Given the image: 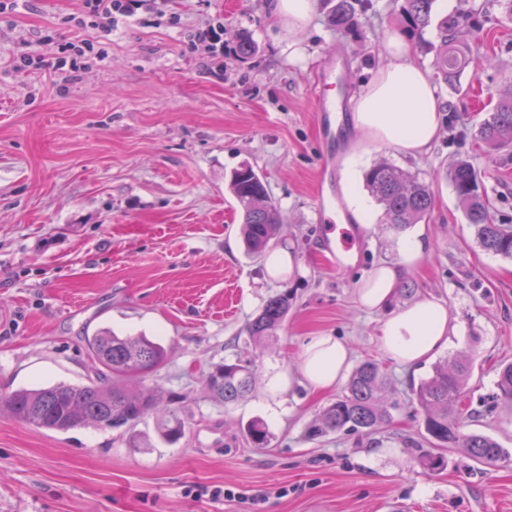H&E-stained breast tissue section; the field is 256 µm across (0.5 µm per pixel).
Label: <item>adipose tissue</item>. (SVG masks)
Returning <instances> with one entry per match:
<instances>
[{
    "label": "adipose tissue",
    "instance_id": "adipose-tissue-1",
    "mask_svg": "<svg viewBox=\"0 0 512 512\" xmlns=\"http://www.w3.org/2000/svg\"><path fill=\"white\" fill-rule=\"evenodd\" d=\"M390 61L375 69L357 93L352 122L370 145H390L416 158L429 152L441 129L443 103L426 72L410 57L401 39L391 41ZM430 247L425 233L403 239L399 262L379 263L359 281L356 301L365 310H383L381 345L386 355L404 363L426 360L448 345L453 329L445 303L422 299L398 310L389 305L407 272L415 269ZM349 345L338 337H311L305 347L303 376L311 389L327 391L344 377L350 365Z\"/></svg>",
    "mask_w": 512,
    "mask_h": 512
}]
</instances>
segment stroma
<instances>
[{
    "instance_id": "obj_1",
    "label": "stroma",
    "mask_w": 512,
    "mask_h": 512,
    "mask_svg": "<svg viewBox=\"0 0 512 512\" xmlns=\"http://www.w3.org/2000/svg\"><path fill=\"white\" fill-rule=\"evenodd\" d=\"M336 0H316L300 33L272 19L265 0H153L119 17L111 35L70 24L81 0H30L0 16V391L94 378L85 336L107 328L165 345L149 377L162 399L178 397L186 435L170 444L147 415L134 436L91 426L37 429L0 414V512H512V459L482 464L456 446L445 470L415 460L422 412L411 387L434 365L471 359L458 409L466 431L512 452V406L494 401L501 364L512 362V260L482 249L446 177L458 160L478 174L497 223L512 225V146L490 150L476 137L498 93L512 87V17L499 0H436L426 36L447 24L466 52L456 82H436L445 104L440 138L419 158L368 147L363 174L391 163L429 186L422 222L430 248L395 295L446 303L456 320L448 347L406 366L385 355V311L356 302L358 280L395 262L400 231L369 204L356 257L339 268L320 243V157L327 144L315 117V88L329 58L342 59L336 96L355 90L404 37L402 0H357L356 22L336 31ZM221 27L223 55L192 47L197 28ZM257 51L242 56L238 36ZM93 41L104 59L77 71L52 64L61 43ZM31 52L26 70L16 58ZM250 166L264 180L282 226L273 250L292 251L291 277L270 280L265 258L248 255L229 190ZM288 294L276 334L256 345L246 326L265 303ZM347 342L352 364L377 362L401 407L372 434L310 439L308 427L346 392L317 395L301 371L309 337ZM251 361V393L213 401V364ZM291 377L289 388L274 386ZM270 432L255 447L248 424ZM224 488L238 490L221 497ZM269 490L266 501L241 499Z\"/></svg>"
}]
</instances>
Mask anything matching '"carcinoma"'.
Instances as JSON below:
<instances>
[{
	"instance_id": "carcinoma-1",
	"label": "carcinoma",
	"mask_w": 512,
	"mask_h": 512,
	"mask_svg": "<svg viewBox=\"0 0 512 512\" xmlns=\"http://www.w3.org/2000/svg\"><path fill=\"white\" fill-rule=\"evenodd\" d=\"M436 0H404L402 18L408 31L422 39L431 25ZM331 22L345 32L354 22L351 0H337ZM434 75L444 82L453 80L464 67L462 49L448 46V23L440 26V42L433 46ZM480 141L492 148L512 145V88L502 92L489 118L481 123ZM466 218L474 228L477 243L484 250L512 258V228L495 223L489 202L484 198L477 173L466 160L457 162L447 172ZM365 187L382 206L386 223L396 230L417 224L425 218L433 204L427 185L388 162L372 166L365 174ZM230 191L242 215L241 235L246 252L260 256L275 239L280 216L271 202L264 182L249 166L234 172ZM290 298L279 294L268 300L249 325V339L262 343L281 326L288 314ZM89 355L97 365L95 379L76 386L58 383L47 387L21 389L0 394V413L36 428L68 431L92 423L101 429H134L159 404L157 390L144 387L132 391L128 382L144 377L168 357L167 348L147 337L121 338L108 329H100L85 337ZM471 373V365L459 360L448 366H437L432 376L414 390L415 400L424 412L425 438L430 445L421 449L418 463L435 472L446 466L445 458L435 448L458 445L480 463H496L508 453L495 439L466 433L454 407ZM254 366L237 360L219 364L207 377L210 395L224 403L239 400L251 387ZM496 400L512 404V362L500 367ZM399 408L390 382L379 365L365 360L354 369L346 394L331 403L318 421L309 427L310 438L319 439L341 431L373 433L387 426L392 411ZM158 424L159 436L176 443L185 436V421L175 409L165 410ZM250 440L257 446L268 444L269 434L263 422L254 420L247 426Z\"/></svg>"
}]
</instances>
